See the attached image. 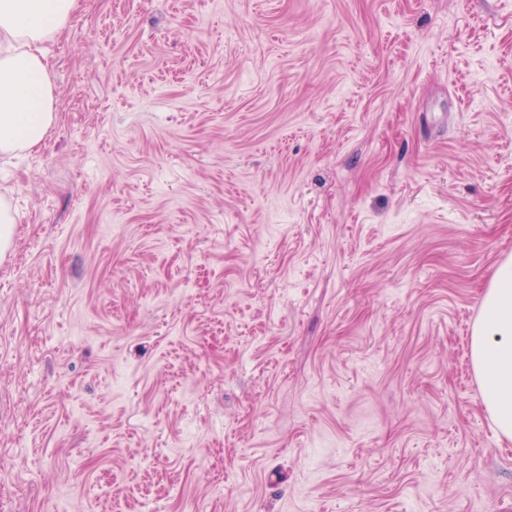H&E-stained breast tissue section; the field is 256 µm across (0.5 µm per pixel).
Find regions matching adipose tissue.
<instances>
[{
  "label": "adipose tissue",
  "mask_w": 512,
  "mask_h": 512,
  "mask_svg": "<svg viewBox=\"0 0 512 512\" xmlns=\"http://www.w3.org/2000/svg\"><path fill=\"white\" fill-rule=\"evenodd\" d=\"M75 0H0V154L38 147L56 114L43 46L66 29ZM469 356L482 405L512 441V256L484 291Z\"/></svg>",
  "instance_id": "obj_1"
}]
</instances>
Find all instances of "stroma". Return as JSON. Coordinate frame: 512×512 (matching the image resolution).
<instances>
[{
  "label": "stroma",
  "instance_id": "obj_1",
  "mask_svg": "<svg viewBox=\"0 0 512 512\" xmlns=\"http://www.w3.org/2000/svg\"><path fill=\"white\" fill-rule=\"evenodd\" d=\"M44 54L0 512H512V0H76ZM469 350L482 405L499 436L512 441V256L484 291Z\"/></svg>",
  "mask_w": 512,
  "mask_h": 512
}]
</instances>
